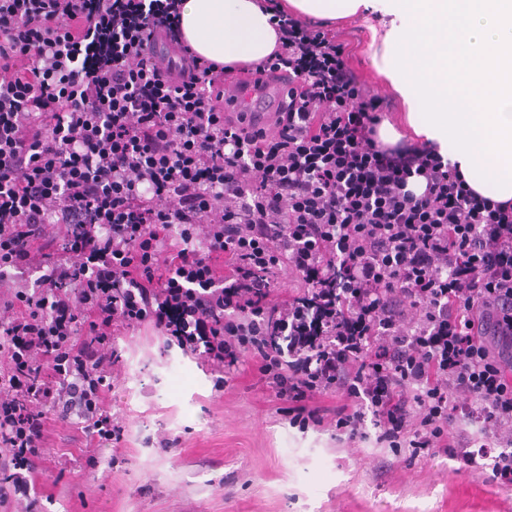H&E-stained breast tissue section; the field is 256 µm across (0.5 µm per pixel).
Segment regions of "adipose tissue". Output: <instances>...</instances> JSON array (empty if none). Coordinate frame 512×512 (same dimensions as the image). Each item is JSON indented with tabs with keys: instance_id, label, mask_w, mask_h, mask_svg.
Segmentation results:
<instances>
[{
	"instance_id": "obj_1",
	"label": "adipose tissue",
	"mask_w": 512,
	"mask_h": 512,
	"mask_svg": "<svg viewBox=\"0 0 512 512\" xmlns=\"http://www.w3.org/2000/svg\"><path fill=\"white\" fill-rule=\"evenodd\" d=\"M300 15L335 20L360 9L373 63L406 108L414 135L436 144L482 197L512 202V0H285ZM182 35L221 64L258 62L277 36L259 0H183Z\"/></svg>"
}]
</instances>
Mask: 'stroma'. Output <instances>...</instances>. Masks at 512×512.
I'll return each mask as SVG.
<instances>
[{
    "mask_svg": "<svg viewBox=\"0 0 512 512\" xmlns=\"http://www.w3.org/2000/svg\"><path fill=\"white\" fill-rule=\"evenodd\" d=\"M335 28L348 67L389 99L386 119L401 126L368 28L358 19ZM114 347L105 408L122 440L90 464L86 435L50 421L41 512H512V485L463 456L438 448L411 458L369 422L355 439L293 423L253 359L224 386L202 355L151 329L121 332Z\"/></svg>",
    "mask_w": 512,
    "mask_h": 512,
    "instance_id": "obj_1",
    "label": "stroma"
}]
</instances>
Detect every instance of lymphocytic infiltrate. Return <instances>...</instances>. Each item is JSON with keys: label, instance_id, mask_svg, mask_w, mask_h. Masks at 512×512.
<instances>
[{"label": "lymphocytic infiltrate", "instance_id": "obj_1", "mask_svg": "<svg viewBox=\"0 0 512 512\" xmlns=\"http://www.w3.org/2000/svg\"><path fill=\"white\" fill-rule=\"evenodd\" d=\"M264 2L275 50L223 65L182 0H0V503L29 500L50 417L120 441L112 336L145 325L228 376L254 358L299 422L512 485V203L382 142L335 31Z\"/></svg>", "mask_w": 512, "mask_h": 512}]
</instances>
